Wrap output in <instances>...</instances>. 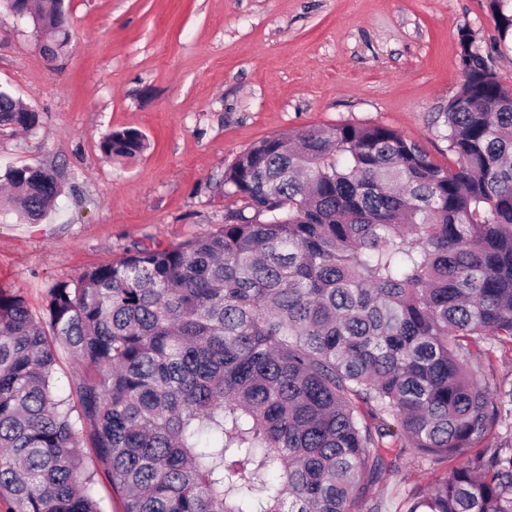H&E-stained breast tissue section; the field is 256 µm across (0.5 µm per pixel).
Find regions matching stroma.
I'll use <instances>...</instances> for the list:
<instances>
[{
	"label": "stroma",
	"mask_w": 512,
	"mask_h": 512,
	"mask_svg": "<svg viewBox=\"0 0 512 512\" xmlns=\"http://www.w3.org/2000/svg\"><path fill=\"white\" fill-rule=\"evenodd\" d=\"M72 39L56 61L32 27L0 10V85L39 114L0 133V176L59 172L55 209L32 222L0 205V288L35 317L58 281L170 246L224 222V170L253 142L298 129L376 124L446 164L434 123L464 73L460 38L505 85L488 0H64ZM139 129L147 149L107 157L103 136ZM403 460L371 493L403 512L409 490L461 465Z\"/></svg>",
	"instance_id": "obj_1"
}]
</instances>
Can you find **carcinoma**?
Masks as SVG:
<instances>
[{"mask_svg":"<svg viewBox=\"0 0 512 512\" xmlns=\"http://www.w3.org/2000/svg\"><path fill=\"white\" fill-rule=\"evenodd\" d=\"M508 0H489L499 41ZM61 53V0H32ZM461 37L465 80L437 116L451 163L381 125L297 130L224 169V224L136 246L50 289L44 319L0 288V497L9 512H380L370 487L490 435L508 389L487 339L512 338V89ZM0 89V131L29 130ZM146 148L136 128L109 157ZM8 203L44 217V167H11ZM82 370L54 392L58 350ZM404 512H512V447L479 453Z\"/></svg>","mask_w":512,"mask_h":512,"instance_id":"obj_1","label":"carcinoma"}]
</instances>
